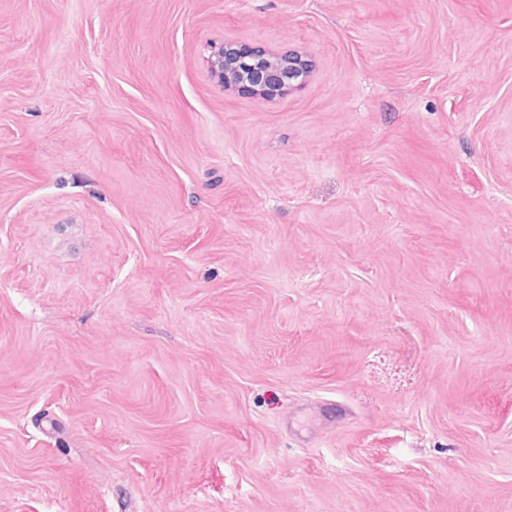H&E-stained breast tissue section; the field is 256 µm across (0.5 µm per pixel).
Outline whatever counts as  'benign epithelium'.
<instances>
[{
  "mask_svg": "<svg viewBox=\"0 0 512 512\" xmlns=\"http://www.w3.org/2000/svg\"><path fill=\"white\" fill-rule=\"evenodd\" d=\"M312 61L295 50H275L242 40L226 41L213 51L211 74L226 91L270 100L302 87Z\"/></svg>",
  "mask_w": 512,
  "mask_h": 512,
  "instance_id": "benign-epithelium-1",
  "label": "benign epithelium"
}]
</instances>
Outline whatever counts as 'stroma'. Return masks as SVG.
<instances>
[{"label":"stroma","mask_w":512,"mask_h":512,"mask_svg":"<svg viewBox=\"0 0 512 512\" xmlns=\"http://www.w3.org/2000/svg\"><path fill=\"white\" fill-rule=\"evenodd\" d=\"M0 512H512V0H0ZM312 61L295 50H275L242 40L224 41L211 56V74L224 90L270 100L302 87Z\"/></svg>","instance_id":"1"}]
</instances>
